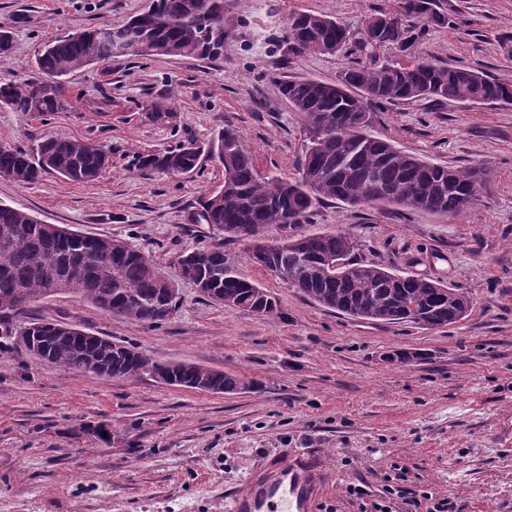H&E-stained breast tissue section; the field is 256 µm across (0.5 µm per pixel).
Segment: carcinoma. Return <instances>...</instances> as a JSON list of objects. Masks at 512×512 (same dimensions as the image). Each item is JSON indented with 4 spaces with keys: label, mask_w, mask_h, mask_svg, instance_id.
Masks as SVG:
<instances>
[{
    "label": "carcinoma",
    "mask_w": 512,
    "mask_h": 512,
    "mask_svg": "<svg viewBox=\"0 0 512 512\" xmlns=\"http://www.w3.org/2000/svg\"><path fill=\"white\" fill-rule=\"evenodd\" d=\"M370 33L354 38L343 22L328 15L295 12L286 22L283 42L294 57L334 54L347 45L361 55L380 48H404L415 39L406 18L431 25L449 23L440 0H399L393 14ZM224 0H152L148 10L112 26V38L97 28L59 37L38 57L43 78L37 82L0 85V106L26 116H46L71 108L61 80L96 60L114 56L113 41L125 44V55L145 57L149 43L155 56L216 59L224 44ZM278 95L301 120L306 148L297 176L284 179L259 173L239 132L220 131L208 153L224 168V184L201 202L200 219L242 242L249 261L251 245L264 243L259 267L287 283L313 304L354 318L399 324L420 322L438 328L464 318L470 301L461 292L429 278L404 276L374 264L351 260L353 243L344 233L304 232L279 240L272 227L295 228L314 206L328 199L351 207L383 206L404 212L424 211L456 217L481 201L485 172L453 168L403 152L371 130L370 103L395 104L415 99L461 105H512V82L493 78L470 66L428 61L386 60L372 66L346 67L334 83L317 79H278ZM192 142L140 157V170L161 175L195 170L200 147ZM111 165V152L89 151L77 138L47 135L28 152L0 145V172L31 185L45 174L88 184L98 181ZM50 236L38 219L0 204V313L15 314L25 304L56 295H72L101 311L149 325L168 321L177 308L176 284L161 287L166 274L128 243L116 246L111 237L81 234ZM299 253L310 257L297 265ZM77 262L81 276L60 277L63 267ZM177 265L194 266L204 283L202 294L225 307L274 318L276 300L245 278L237 259L220 242L207 250L183 253ZM32 358L81 374L105 379L140 378L156 381L167 375L172 383L211 393L232 391L240 380L193 363L159 362L138 350L103 336H89L59 321L15 323L14 334L0 339Z\"/></svg>",
    "instance_id": "1"
}]
</instances>
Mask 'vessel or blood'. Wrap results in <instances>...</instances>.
Listing matches in <instances>:
<instances>
[{"instance_id": "b4317fda", "label": "vessel or blood", "mask_w": 512, "mask_h": 512, "mask_svg": "<svg viewBox=\"0 0 512 512\" xmlns=\"http://www.w3.org/2000/svg\"><path fill=\"white\" fill-rule=\"evenodd\" d=\"M328 479L316 452L267 457L246 475L243 490L229 493V512H318Z\"/></svg>"}]
</instances>
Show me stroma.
Here are the masks:
<instances>
[{"mask_svg": "<svg viewBox=\"0 0 512 512\" xmlns=\"http://www.w3.org/2000/svg\"><path fill=\"white\" fill-rule=\"evenodd\" d=\"M451 24L423 28L406 49L377 59L469 65L512 82V0H441ZM149 0H0L13 50L0 83L39 80L35 60L56 38L143 12ZM398 0H224L219 59L149 56L98 60L66 78L73 106L38 118L0 107V145L30 149L53 134L110 149L92 184L59 175L21 185L0 176V202L45 224L124 239L166 273L180 252L224 234L200 221V203L224 182L201 156L191 173L144 177L136 158L186 141L207 146L236 128L260 173L292 177L304 151L301 122L275 78L333 81L353 56L289 58L290 14L339 18L359 32L368 14ZM169 101L173 119L148 106ZM375 132L398 149L451 167H481L479 205L459 218L328 200L310 229L342 231L351 257L445 282L470 300L458 322L427 329L340 315L252 266L228 244L241 273L276 297L267 318L227 308L178 285L177 310L158 326L58 295L27 318L60 321L138 347L161 361L235 375L230 394L168 386L150 377L106 380L0 355V512H227L224 492L243 487L263 457L321 454L335 512H359L341 493L364 477L381 487L408 469L458 512H512V106L370 105ZM409 361H399L400 353Z\"/></svg>", "mask_w": 512, "mask_h": 512, "instance_id": "stroma-1", "label": "stroma"}]
</instances>
